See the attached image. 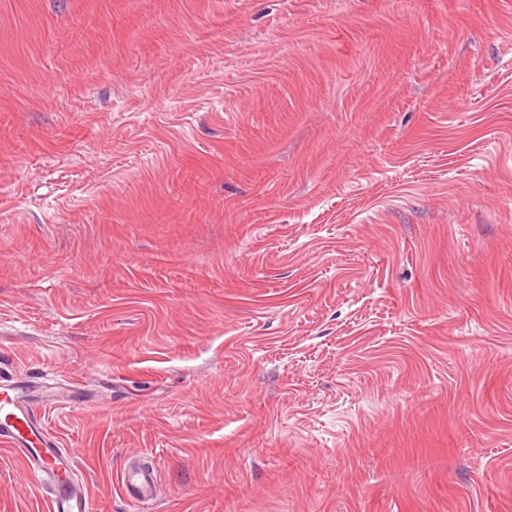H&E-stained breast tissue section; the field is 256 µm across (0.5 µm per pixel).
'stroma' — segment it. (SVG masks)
Here are the masks:
<instances>
[{
    "mask_svg": "<svg viewBox=\"0 0 512 512\" xmlns=\"http://www.w3.org/2000/svg\"><path fill=\"white\" fill-rule=\"evenodd\" d=\"M49 375L94 512H512V0H0V385ZM122 489L141 504L153 498L154 473L148 468H126L121 474Z\"/></svg>",
    "mask_w": 512,
    "mask_h": 512,
    "instance_id": "1",
    "label": "stroma"
}]
</instances>
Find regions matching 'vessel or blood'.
Wrapping results in <instances>:
<instances>
[{"mask_svg": "<svg viewBox=\"0 0 512 512\" xmlns=\"http://www.w3.org/2000/svg\"><path fill=\"white\" fill-rule=\"evenodd\" d=\"M0 448L16 454L26 472L47 489L48 512H93L80 486L75 450L60 448L37 421L32 401L9 384L0 386ZM121 483L140 503L152 500V470L125 469Z\"/></svg>", "mask_w": 512, "mask_h": 512, "instance_id": "b4317fda", "label": "vessel or blood"}]
</instances>
